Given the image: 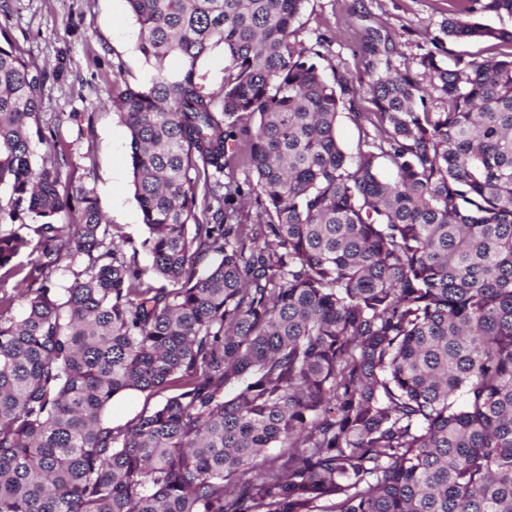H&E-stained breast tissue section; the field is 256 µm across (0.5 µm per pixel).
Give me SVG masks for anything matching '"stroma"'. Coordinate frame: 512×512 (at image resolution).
<instances>
[{
  "label": "stroma",
  "mask_w": 512,
  "mask_h": 512,
  "mask_svg": "<svg viewBox=\"0 0 512 512\" xmlns=\"http://www.w3.org/2000/svg\"><path fill=\"white\" fill-rule=\"evenodd\" d=\"M454 10L453 0H307L295 27L306 46L326 37L325 75L345 68L362 80L367 30L387 35L414 66ZM138 29L126 0H0V31L44 74L45 120L83 116L60 128L74 186L93 189L109 223L122 228L125 253L147 265L150 257L138 249L147 229L134 197L130 137L112 107L113 97L154 73L138 49Z\"/></svg>",
  "instance_id": "35a3bbf8"
}]
</instances>
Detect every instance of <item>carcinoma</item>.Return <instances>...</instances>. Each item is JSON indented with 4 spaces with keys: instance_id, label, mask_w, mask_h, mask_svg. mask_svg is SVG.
<instances>
[{
    "instance_id": "carcinoma-1",
    "label": "carcinoma",
    "mask_w": 512,
    "mask_h": 512,
    "mask_svg": "<svg viewBox=\"0 0 512 512\" xmlns=\"http://www.w3.org/2000/svg\"><path fill=\"white\" fill-rule=\"evenodd\" d=\"M126 2L155 69L112 100L149 267L35 163L78 114L43 125V75L0 42V281L27 284L0 289V512H512V52L451 69L436 38L418 72L372 30L368 84L329 83L307 0ZM457 2L445 39L512 45L483 22L512 0ZM133 391L167 395L112 426ZM200 74L204 75L206 89L217 91L224 80V50L217 47L199 65Z\"/></svg>"
}]
</instances>
